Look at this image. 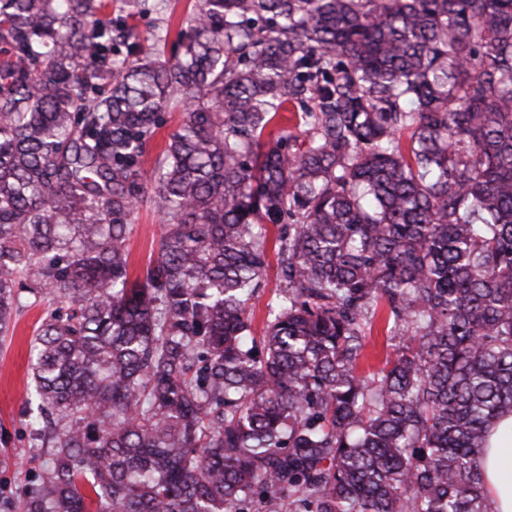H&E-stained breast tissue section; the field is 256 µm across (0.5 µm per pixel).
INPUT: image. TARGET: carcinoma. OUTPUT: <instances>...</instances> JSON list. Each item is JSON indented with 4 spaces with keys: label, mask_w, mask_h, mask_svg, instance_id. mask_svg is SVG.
<instances>
[{
    "label": "carcinoma",
    "mask_w": 512,
    "mask_h": 512,
    "mask_svg": "<svg viewBox=\"0 0 512 512\" xmlns=\"http://www.w3.org/2000/svg\"><path fill=\"white\" fill-rule=\"evenodd\" d=\"M127 2L0 0V335L44 307L48 458L16 512H496L512 0H196L169 54ZM268 224L285 290L256 338ZM382 304L400 342L364 374ZM181 114L179 111L169 112L166 115V124L155 135L150 145L149 152L145 157L144 166L149 169L152 166L155 156L164 148L168 139V133L171 132L181 121ZM161 231V216L153 208L142 206L130 225V234L127 241L130 253V273L134 278L145 271L146 265L156 248Z\"/></svg>",
    "instance_id": "1"
}]
</instances>
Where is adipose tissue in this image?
<instances>
[{"mask_svg":"<svg viewBox=\"0 0 512 512\" xmlns=\"http://www.w3.org/2000/svg\"><path fill=\"white\" fill-rule=\"evenodd\" d=\"M477 464L496 512H512V413L492 427Z\"/></svg>","mask_w":512,"mask_h":512,"instance_id":"ef3b65f1","label":"adipose tissue"}]
</instances>
